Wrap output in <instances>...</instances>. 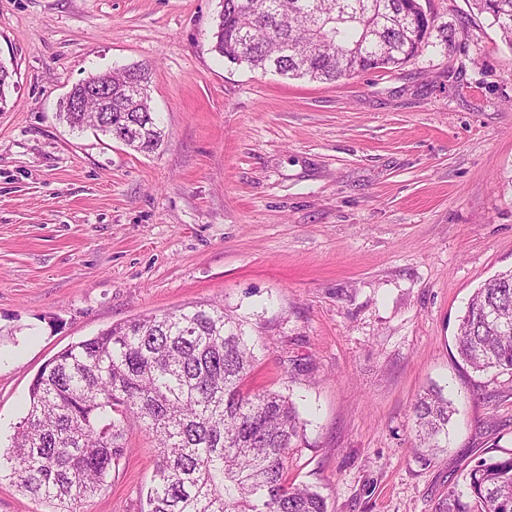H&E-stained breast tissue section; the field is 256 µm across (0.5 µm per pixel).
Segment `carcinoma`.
Returning <instances> with one entry per match:
<instances>
[{
    "label": "carcinoma",
    "instance_id": "carcinoma-1",
    "mask_svg": "<svg viewBox=\"0 0 512 512\" xmlns=\"http://www.w3.org/2000/svg\"><path fill=\"white\" fill-rule=\"evenodd\" d=\"M512 46V0H473ZM417 0H223L212 50L253 70L336 82L410 62L419 46L404 22ZM147 85L151 69L112 70V88ZM73 130L122 136L140 153L165 132L149 98L132 112H61ZM475 372L512 371V270L475 290L457 334ZM253 352L241 325L218 305L138 316L60 352L34 377L6 470L56 512L102 490L119 466L127 432L158 448L146 512H327L313 488L288 481V455L302 422L293 402L245 389ZM419 446L448 429L452 403L434 391L413 408ZM435 512H512V457L481 459Z\"/></svg>",
    "mask_w": 512,
    "mask_h": 512
}]
</instances>
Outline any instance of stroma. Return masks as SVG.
Wrapping results in <instances>:
<instances>
[{
    "mask_svg": "<svg viewBox=\"0 0 512 512\" xmlns=\"http://www.w3.org/2000/svg\"><path fill=\"white\" fill-rule=\"evenodd\" d=\"M399 68L287 79L211 50L222 0H0V450L58 352L133 317L223 304L289 395V480L328 512H434L512 457V373L459 359L474 290L512 269V46L472 0ZM146 65L165 144L59 121L92 73ZM456 409L433 450L413 406ZM156 449L126 436L77 512H141Z\"/></svg>",
    "mask_w": 512,
    "mask_h": 512,
    "instance_id": "35a3bbf8",
    "label": "stroma"
}]
</instances>
